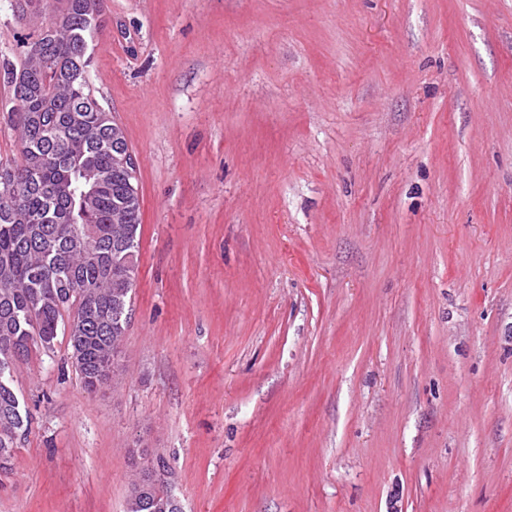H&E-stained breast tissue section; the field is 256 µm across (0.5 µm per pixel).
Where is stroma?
<instances>
[{"label":"stroma","instance_id":"obj_1","mask_svg":"<svg viewBox=\"0 0 512 512\" xmlns=\"http://www.w3.org/2000/svg\"><path fill=\"white\" fill-rule=\"evenodd\" d=\"M117 385L32 346L0 512H512V0H103ZM40 33L0 0V60ZM158 463V469L154 468ZM162 472L158 474L157 472ZM172 471L163 456H156L152 469H145L132 481L125 512H182L172 492Z\"/></svg>","mask_w":512,"mask_h":512}]
</instances>
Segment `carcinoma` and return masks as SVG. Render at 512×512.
<instances>
[{
    "label": "carcinoma",
    "instance_id": "1",
    "mask_svg": "<svg viewBox=\"0 0 512 512\" xmlns=\"http://www.w3.org/2000/svg\"><path fill=\"white\" fill-rule=\"evenodd\" d=\"M85 4L65 0L67 34L32 43L28 57L40 63L3 64L21 162L0 165L1 471L29 425L4 350H50L63 331L83 386L95 390L116 376L138 279L140 196L122 162L127 140L83 77L99 30ZM155 462L132 481L125 512H182L167 461Z\"/></svg>",
    "mask_w": 512,
    "mask_h": 512
}]
</instances>
